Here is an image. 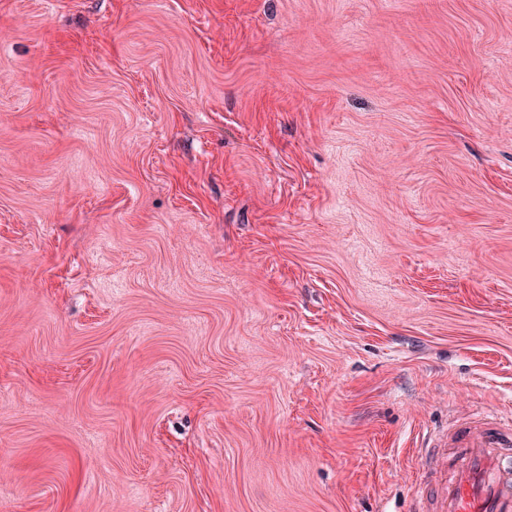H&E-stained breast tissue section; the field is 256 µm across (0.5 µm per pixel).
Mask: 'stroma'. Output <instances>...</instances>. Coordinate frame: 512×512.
Here are the masks:
<instances>
[{
	"instance_id": "35a3bbf8",
	"label": "stroma",
	"mask_w": 512,
	"mask_h": 512,
	"mask_svg": "<svg viewBox=\"0 0 512 512\" xmlns=\"http://www.w3.org/2000/svg\"><path fill=\"white\" fill-rule=\"evenodd\" d=\"M512 412V0H0V512H407Z\"/></svg>"
}]
</instances>
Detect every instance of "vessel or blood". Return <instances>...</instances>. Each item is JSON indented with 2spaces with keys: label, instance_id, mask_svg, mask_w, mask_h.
I'll use <instances>...</instances> for the list:
<instances>
[{
  "label": "vessel or blood",
  "instance_id": "vessel-or-blood-1",
  "mask_svg": "<svg viewBox=\"0 0 512 512\" xmlns=\"http://www.w3.org/2000/svg\"><path fill=\"white\" fill-rule=\"evenodd\" d=\"M410 512H512V415L459 421L425 446Z\"/></svg>",
  "mask_w": 512,
  "mask_h": 512
}]
</instances>
